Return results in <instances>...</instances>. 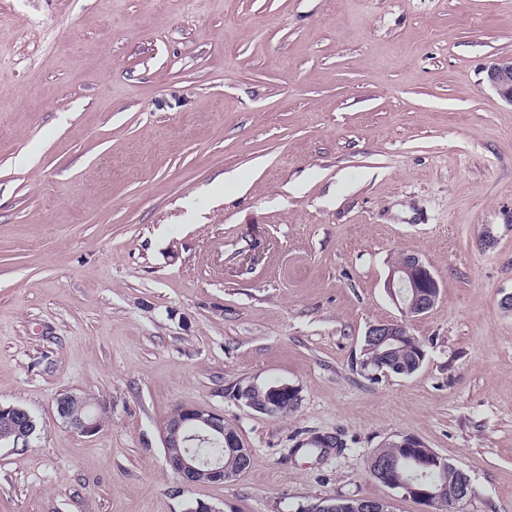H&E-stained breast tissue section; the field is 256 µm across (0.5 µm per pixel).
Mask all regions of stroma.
Instances as JSON below:
<instances>
[{"label": "stroma", "instance_id": "1", "mask_svg": "<svg viewBox=\"0 0 512 512\" xmlns=\"http://www.w3.org/2000/svg\"><path fill=\"white\" fill-rule=\"evenodd\" d=\"M507 55L512 0H0V403L36 424L0 512H434L369 472L403 436L469 476L464 512H512V105L482 74ZM409 253L440 282L425 358L372 379ZM66 391L106 404L96 435ZM194 404L251 468L179 482L161 429ZM82 402V396L76 393L58 394L55 398L57 416L72 432L81 436L95 435L102 427V415L89 410L84 411V408L77 410L78 405ZM359 499H367L365 501H367L366 503V506H365V509L364 511L362 512H378L377 511V508H379V510L381 509H384L385 507L384 506H380L378 505L377 508H376V504L374 502H371V501H368V500H371V499H368V498H358V499H351V498H343V497H336V498H331V499H326V500H322V501H319L317 503H314V504H318L322 507H331L330 510L329 509H317V508H313L312 511H317V512H360L362 509V501L363 500H359ZM336 504V506H334Z\"/></svg>", "mask_w": 512, "mask_h": 512}]
</instances>
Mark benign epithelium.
I'll list each match as a JSON object with an SVG mask.
<instances>
[{"label":"benign epithelium","instance_id":"benign-epithelium-1","mask_svg":"<svg viewBox=\"0 0 512 512\" xmlns=\"http://www.w3.org/2000/svg\"><path fill=\"white\" fill-rule=\"evenodd\" d=\"M483 73L484 81L512 105V56L490 60L484 65ZM387 290L401 307L406 320L372 324L367 334L378 337L380 344L391 346L410 335L407 319L421 316L433 308L438 300L440 284L418 255L405 254L393 268ZM82 402V396L76 393L58 394L55 398L57 416L72 432L80 436L95 435L102 427L101 415L78 408ZM34 430V418L27 410L0 404V440L11 438L13 447H18L20 442L26 446ZM193 439H222L224 447L238 450L239 455L251 454L249 449L243 447L239 436L224 435V414L205 405L184 406L163 425L162 440L166 448H184ZM166 463L186 487L224 481V461L221 457L204 459L195 451L185 448V451L167 457ZM437 495L434 486L418 476L402 492V496L424 503Z\"/></svg>","mask_w":512,"mask_h":512}]
</instances>
